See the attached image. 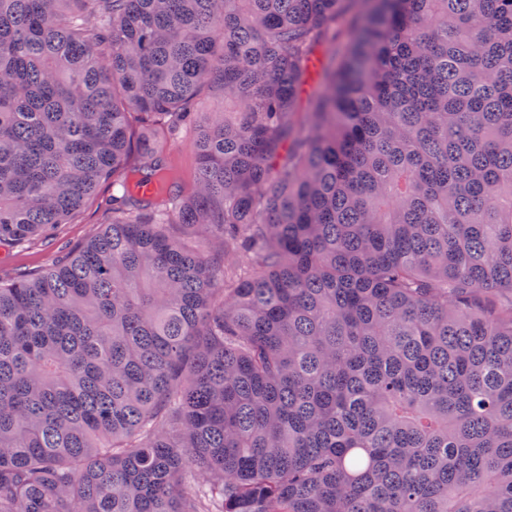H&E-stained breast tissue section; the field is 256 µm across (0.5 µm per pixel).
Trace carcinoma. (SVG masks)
<instances>
[{"instance_id":"carcinoma-1","label":"carcinoma","mask_w":512,"mask_h":512,"mask_svg":"<svg viewBox=\"0 0 512 512\" xmlns=\"http://www.w3.org/2000/svg\"><path fill=\"white\" fill-rule=\"evenodd\" d=\"M108 181L0 282V512H512V0H0V248ZM322 62L323 58L321 54H317L316 61L314 62L315 65L311 68L310 79L303 94L300 112L295 114V124L297 127H300L306 118L304 112H308L310 97L314 96L322 89ZM194 135L190 129L183 128L175 135L161 140L159 148L169 153L180 168L183 177L188 180L195 167V155L192 149ZM111 193L109 185L102 184L70 224L59 226L56 240L35 241L13 248L9 252L0 250V280H10L24 270L47 266L52 261L65 257L72 247L93 238L112 215L104 205L105 199Z\"/></svg>"}]
</instances>
